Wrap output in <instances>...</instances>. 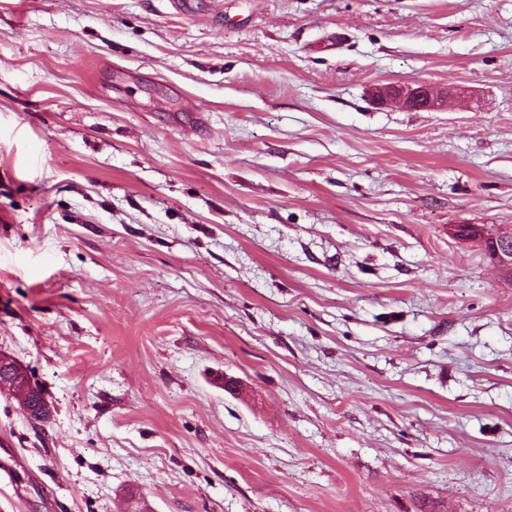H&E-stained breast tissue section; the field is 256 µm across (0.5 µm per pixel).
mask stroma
I'll return each instance as SVG.
<instances>
[{"instance_id": "obj_1", "label": "stroma", "mask_w": 512, "mask_h": 512, "mask_svg": "<svg viewBox=\"0 0 512 512\" xmlns=\"http://www.w3.org/2000/svg\"><path fill=\"white\" fill-rule=\"evenodd\" d=\"M447 92L374 104L382 83ZM512 0H0V512H512ZM482 243L493 266L512 282V225L499 226L492 232L481 231Z\"/></svg>"}]
</instances>
